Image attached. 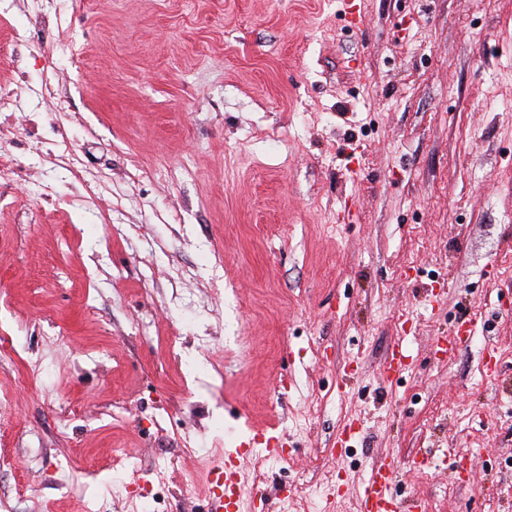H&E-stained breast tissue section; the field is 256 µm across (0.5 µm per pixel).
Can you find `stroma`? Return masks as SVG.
I'll use <instances>...</instances> for the list:
<instances>
[{"mask_svg":"<svg viewBox=\"0 0 512 512\" xmlns=\"http://www.w3.org/2000/svg\"><path fill=\"white\" fill-rule=\"evenodd\" d=\"M358 2L0 0V512H213L249 429L269 512H512V0ZM398 474V465L389 459L375 466L369 479L360 486L358 499L360 512H423L422 502L415 501L408 505L398 502L392 494V486Z\"/></svg>","mask_w":512,"mask_h":512,"instance_id":"1","label":"stroma"}]
</instances>
